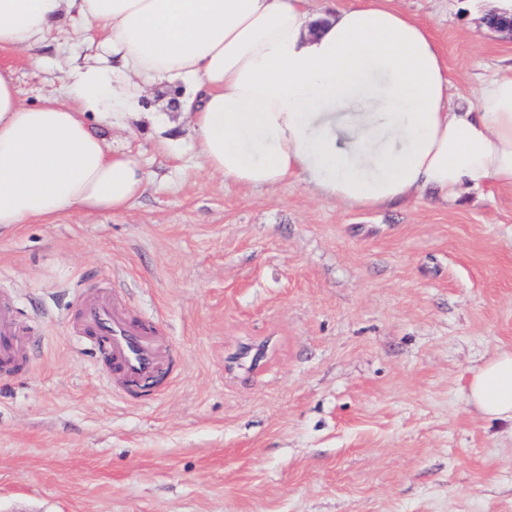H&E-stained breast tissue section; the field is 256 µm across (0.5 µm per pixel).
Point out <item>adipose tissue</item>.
Returning <instances> with one entry per match:
<instances>
[{
  "instance_id": "obj_1",
  "label": "adipose tissue",
  "mask_w": 512,
  "mask_h": 512,
  "mask_svg": "<svg viewBox=\"0 0 512 512\" xmlns=\"http://www.w3.org/2000/svg\"><path fill=\"white\" fill-rule=\"evenodd\" d=\"M67 17L102 33L104 51L60 92L29 105L0 65L2 230L133 208L147 175L88 118L127 126L144 86L175 82L203 170L229 183L297 179L364 208L512 187V67L457 111L437 47L394 0L319 11L310 0H0V48L25 49ZM467 401L512 421V349L473 372Z\"/></svg>"
}]
</instances>
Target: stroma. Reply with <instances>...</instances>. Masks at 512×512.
<instances>
[{"instance_id": "obj_1", "label": "stroma", "mask_w": 512, "mask_h": 512, "mask_svg": "<svg viewBox=\"0 0 512 512\" xmlns=\"http://www.w3.org/2000/svg\"><path fill=\"white\" fill-rule=\"evenodd\" d=\"M396 5L452 102L512 65L495 0ZM100 40L68 21L0 64L36 103ZM144 106L91 123L149 175L131 210L0 234V298L31 340L28 367L0 370V512H512V424L466 400L512 348V188L383 209L244 188L199 169L175 91ZM105 286L173 348L159 395L119 392L67 333Z\"/></svg>"}]
</instances>
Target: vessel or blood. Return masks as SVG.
Masks as SVG:
<instances>
[{"instance_id": "vessel-or-blood-1", "label": "vessel or blood", "mask_w": 512, "mask_h": 512, "mask_svg": "<svg viewBox=\"0 0 512 512\" xmlns=\"http://www.w3.org/2000/svg\"><path fill=\"white\" fill-rule=\"evenodd\" d=\"M69 333L88 340L127 390L155 391L170 370L172 353L154 323L134 316L109 288L82 296ZM21 334L13 307L0 302V369L24 365L27 351Z\"/></svg>"}]
</instances>
